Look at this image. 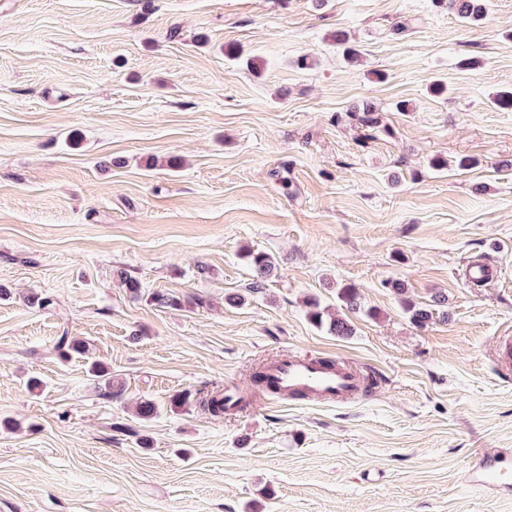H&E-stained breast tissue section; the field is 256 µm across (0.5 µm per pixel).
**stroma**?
<instances>
[{
    "instance_id": "stroma-1",
    "label": "stroma",
    "mask_w": 512,
    "mask_h": 512,
    "mask_svg": "<svg viewBox=\"0 0 512 512\" xmlns=\"http://www.w3.org/2000/svg\"><path fill=\"white\" fill-rule=\"evenodd\" d=\"M503 87L512 0L472 27L432 0H0V283L15 293L0 300V512H512V491L469 477L476 454L512 451ZM366 103L383 130L347 119ZM251 249L276 273L226 306ZM345 284L362 310L340 337L306 301L339 312ZM31 289L56 307L26 306ZM159 291L205 304L162 308ZM438 294L447 315L413 324L403 299ZM64 332L121 396L60 357ZM294 352L373 383L345 404L170 406L251 391L257 365ZM199 395V403L200 405L209 413L214 416H223L224 413L227 412V407L224 405L227 404L228 398L225 395V389L223 390H208L206 388H202L198 390Z\"/></svg>"
}]
</instances>
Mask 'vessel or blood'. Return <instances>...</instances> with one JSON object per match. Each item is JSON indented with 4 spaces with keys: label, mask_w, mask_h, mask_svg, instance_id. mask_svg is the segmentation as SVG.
Here are the masks:
<instances>
[{
    "label": "vessel or blood",
    "mask_w": 512,
    "mask_h": 512,
    "mask_svg": "<svg viewBox=\"0 0 512 512\" xmlns=\"http://www.w3.org/2000/svg\"><path fill=\"white\" fill-rule=\"evenodd\" d=\"M268 391L282 398L299 395L326 402L350 400L359 391V377L343 360L294 353L270 363L266 369ZM471 480L488 490L512 488V465L503 457H479Z\"/></svg>",
    "instance_id": "1"
}]
</instances>
